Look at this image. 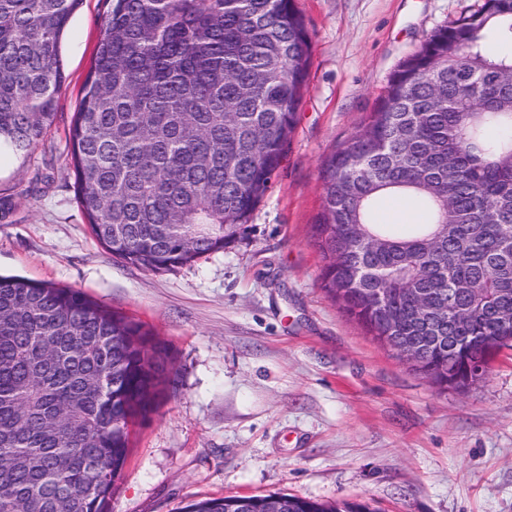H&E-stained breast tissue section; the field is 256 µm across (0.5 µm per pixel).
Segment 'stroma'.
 Wrapping results in <instances>:
<instances>
[{"label":"stroma","mask_w":512,"mask_h":512,"mask_svg":"<svg viewBox=\"0 0 512 512\" xmlns=\"http://www.w3.org/2000/svg\"><path fill=\"white\" fill-rule=\"evenodd\" d=\"M483 0H297L311 63L283 165L243 234L173 272L120 262L77 203L69 129L105 0H82L61 41L55 120L0 158V273L85 291L145 323L172 382L137 424L112 512L286 493L376 512H512V349L444 390L368 336L321 280L312 224L321 165L398 64Z\"/></svg>","instance_id":"obj_1"}]
</instances>
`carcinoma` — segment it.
<instances>
[{
  "instance_id": "obj_1",
  "label": "carcinoma",
  "mask_w": 512,
  "mask_h": 512,
  "mask_svg": "<svg viewBox=\"0 0 512 512\" xmlns=\"http://www.w3.org/2000/svg\"><path fill=\"white\" fill-rule=\"evenodd\" d=\"M81 0H0V153H26L65 83ZM70 128L77 202L113 257L160 273L224 250L281 167L311 41L295 0H106ZM512 0L435 29L321 168L324 289L414 370L463 388L512 343ZM401 193L425 212L380 218ZM384 292L377 306L372 290ZM428 303L431 317L422 316ZM168 357L150 328L84 291L0 274V512H110L130 426ZM377 512L255 497L251 512ZM206 498L184 512H240Z\"/></svg>"
}]
</instances>
